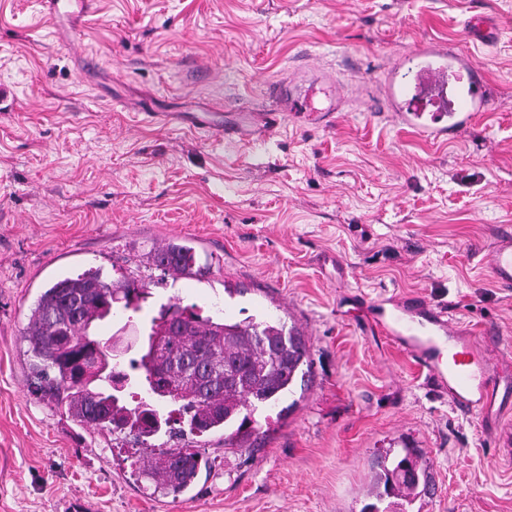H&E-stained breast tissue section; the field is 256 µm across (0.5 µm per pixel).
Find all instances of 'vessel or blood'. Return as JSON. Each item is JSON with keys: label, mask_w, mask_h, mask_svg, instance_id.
Instances as JSON below:
<instances>
[{"label": "vessel or blood", "mask_w": 512, "mask_h": 512, "mask_svg": "<svg viewBox=\"0 0 512 512\" xmlns=\"http://www.w3.org/2000/svg\"><path fill=\"white\" fill-rule=\"evenodd\" d=\"M97 0H43L55 23L81 24ZM381 94L389 103L388 121L433 142H446L489 111L492 93L479 67L456 42H421L388 71ZM338 100L335 83H316L291 97L287 112L250 113L253 137L276 135L286 118L331 125ZM481 265L494 284L512 288V231L501 230L485 249ZM370 325L411 358L452 407L485 414L494 404L501 376L489 354L494 337L479 341L463 329L448 310L419 296L393 295L374 301Z\"/></svg>", "instance_id": "vessel-or-blood-1"}]
</instances>
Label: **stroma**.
Masks as SVG:
<instances>
[{
	"label": "stroma",
	"instance_id": "obj_1",
	"mask_svg": "<svg viewBox=\"0 0 512 512\" xmlns=\"http://www.w3.org/2000/svg\"><path fill=\"white\" fill-rule=\"evenodd\" d=\"M487 44L462 38L470 17ZM472 54L493 105L426 144L376 113L288 125L270 142L213 144L197 121L270 107L300 71L373 82L419 41ZM173 121H147L146 112ZM512 227V0H101L66 40L40 0H0V512H361L386 449L421 450L425 494L389 512H512L504 414L454 410L363 324L361 299L419 293L474 336L512 341V290L479 260ZM193 246L197 274L149 284L226 319L304 336L305 390L258 411L253 447L195 438L199 478L179 500L131 463L134 440L81 429L30 394L23 330L56 278L152 274Z\"/></svg>",
	"mask_w": 512,
	"mask_h": 512
}]
</instances>
